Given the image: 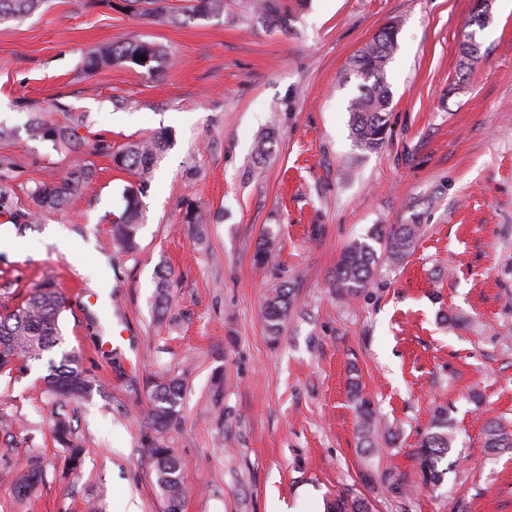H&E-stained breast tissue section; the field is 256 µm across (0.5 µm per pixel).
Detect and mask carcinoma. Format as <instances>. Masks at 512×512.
Returning <instances> with one entry per match:
<instances>
[{"mask_svg": "<svg viewBox=\"0 0 512 512\" xmlns=\"http://www.w3.org/2000/svg\"><path fill=\"white\" fill-rule=\"evenodd\" d=\"M141 5L142 16L153 22L172 19L167 0H133ZM44 0H0V17L25 18L34 13ZM243 8L268 30H285L294 19L293 9L283 0H243ZM224 12V0H191L185 14L189 19H209ZM397 48V26L385 25L371 42L354 55L350 73L362 79L358 94L349 106L350 130L355 146L363 152H375L382 148L388 134L387 111L392 92L386 80V67ZM146 60H141V56ZM132 63L150 76L158 75L171 65V58L159 45L143 41H119L99 44L85 56V66L97 71L104 66ZM91 121L85 112L67 111L66 121L52 122L42 111L31 113L28 131L32 138L50 141L54 145L75 151L85 137L78 130L90 129ZM169 147V137L158 133L144 140L130 142L112 155L116 168L128 171L138 178V183L125 188L126 207L112 221V241L122 252L130 254L138 249L137 237L143 214L140 196L151 178L153 168ZM8 163L0 161V207L13 192ZM93 175L88 166L71 171L61 182L40 185L31 191L35 210L24 215L35 221L44 211H63L68 208L72 196ZM183 223L191 228L197 238H202L201 226L206 223L202 210L187 207ZM418 224H377L365 237L352 242L341 254L331 278V287L344 298H355L368 288L378 268L384 262L399 264L409 254L419 236ZM170 273H158L157 306L164 309L168 300ZM293 289L281 286L267 298L265 322L269 337L277 340L288 320L293 305ZM65 299L51 286H45L31 294L17 307L0 313V373L21 371L29 362L39 360L43 354L63 343L60 316L65 311ZM47 390L63 399L84 395L91 387L85 371L71 354L62 355L60 361L49 362V374L44 377ZM151 408L149 420L158 433H163L175 424L176 406L182 395V382L176 378H161L151 381ZM361 417L360 439L365 448H377L381 436L380 421L371 403L355 394ZM485 447L492 449L511 448L512 432L498 424L488 423L484 427ZM54 437L69 451L68 460L75 467L80 463L83 449L70 439V421L67 415L57 414ZM455 440L454 424L448 410L435 409L430 428L424 432L414 451L421 483L426 487H440L448 469L441 467ZM157 476V482L168 502V512H178L185 487L179 472L178 462L172 449L158 443L145 449ZM41 479V467L32 463L28 470L13 479V487L19 496L29 493ZM330 512H369L362 499L349 500L341 497L330 506Z\"/></svg>", "mask_w": 512, "mask_h": 512, "instance_id": "obj_1", "label": "carcinoma"}]
</instances>
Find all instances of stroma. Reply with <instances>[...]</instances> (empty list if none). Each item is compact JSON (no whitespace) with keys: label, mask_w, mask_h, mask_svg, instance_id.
<instances>
[{"label":"stroma","mask_w":512,"mask_h":512,"mask_svg":"<svg viewBox=\"0 0 512 512\" xmlns=\"http://www.w3.org/2000/svg\"><path fill=\"white\" fill-rule=\"evenodd\" d=\"M476 0H310L289 30L222 15L151 23L128 0H45L24 20L0 19V159L14 192L0 213V310L52 284L66 298L64 343L92 381L66 404L45 392L48 361L0 374V512H166L144 450L173 448L181 512H298L305 492L329 503L366 499L371 512H512V451L484 446L483 425L512 429V0H492L461 63ZM398 47L386 69L388 139L357 149L350 60L387 23ZM157 43L174 59L155 77L133 65L89 72L83 56L110 41ZM89 113L113 150L165 131L170 145L142 197L140 250L112 245L122 191L135 177L92 147L30 139V111L64 121ZM273 134L275 152L254 158ZM87 164L94 176L67 212L13 221L29 192ZM209 222L187 233V205ZM421 226L402 265L382 267L357 298L329 286L341 252L376 224ZM57 227L75 251L46 236ZM275 247L254 262L264 236ZM172 301L155 307L160 269ZM106 288L88 305L91 281ZM287 284L294 305L278 342L266 297ZM394 439L359 446L350 376ZM182 378L177 424L149 425V385ZM456 426L440 488L420 484L410 450L435 406ZM66 413L84 450L71 468L55 441ZM39 457L43 480L18 498L10 474ZM393 472L414 490L400 495Z\"/></svg>","instance_id":"stroma-1"}]
</instances>
